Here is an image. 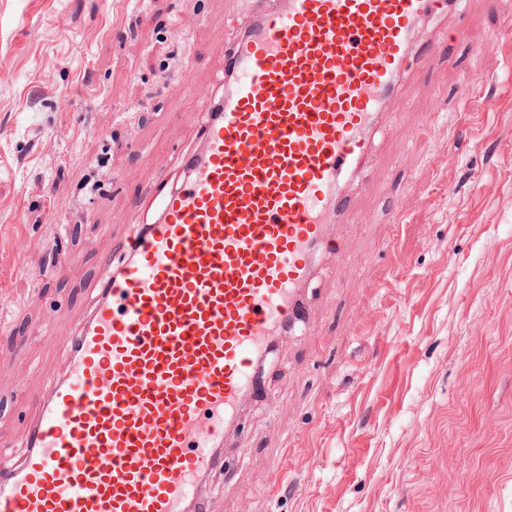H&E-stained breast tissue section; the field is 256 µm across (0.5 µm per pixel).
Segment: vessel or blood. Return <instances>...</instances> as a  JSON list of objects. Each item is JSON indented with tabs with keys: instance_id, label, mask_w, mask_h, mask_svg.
I'll return each mask as SVG.
<instances>
[{
	"instance_id": "1",
	"label": "vessel or blood",
	"mask_w": 512,
	"mask_h": 512,
	"mask_svg": "<svg viewBox=\"0 0 512 512\" xmlns=\"http://www.w3.org/2000/svg\"><path fill=\"white\" fill-rule=\"evenodd\" d=\"M466 2L252 0L245 31L214 49L232 79L207 92L186 179L159 191L121 262L102 257L78 328L51 338L66 365L0 470V512H196L319 255L347 257L342 183L401 71L429 61L417 24Z\"/></svg>"
}]
</instances>
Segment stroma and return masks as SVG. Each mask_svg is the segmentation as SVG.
Here are the masks:
<instances>
[{
    "mask_svg": "<svg viewBox=\"0 0 512 512\" xmlns=\"http://www.w3.org/2000/svg\"><path fill=\"white\" fill-rule=\"evenodd\" d=\"M248 7L0 0V464L64 366L47 332L73 331L137 229L129 199L180 184L225 65L210 48ZM509 17L469 0L462 39L430 19L434 62L387 105L337 228L350 259L320 261L205 512H512V42L483 46ZM86 96L100 109L75 111Z\"/></svg>",
    "mask_w": 512,
    "mask_h": 512,
    "instance_id": "obj_1",
    "label": "stroma"
}]
</instances>
